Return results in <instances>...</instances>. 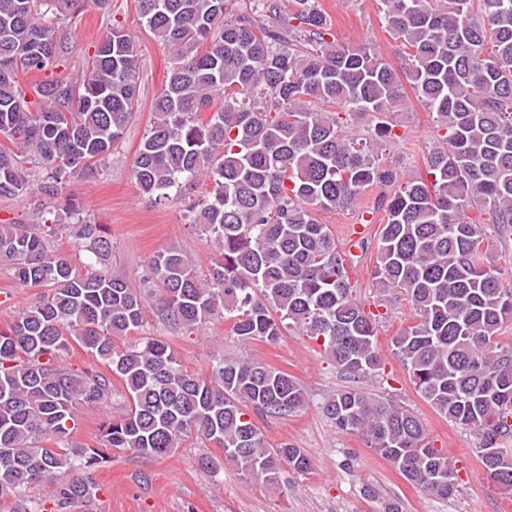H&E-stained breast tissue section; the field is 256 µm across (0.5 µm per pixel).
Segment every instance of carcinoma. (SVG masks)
Wrapping results in <instances>:
<instances>
[{
	"instance_id": "cac0c4a2",
	"label": "carcinoma",
	"mask_w": 512,
	"mask_h": 512,
	"mask_svg": "<svg viewBox=\"0 0 512 512\" xmlns=\"http://www.w3.org/2000/svg\"><path fill=\"white\" fill-rule=\"evenodd\" d=\"M135 0L140 22L169 49L162 89L132 166L142 196L161 204L201 178L210 196L186 206L217 251L201 275L171 245L149 261L146 281L162 321L189 332L215 319L243 342L275 343L295 328L321 342L351 380L381 369L379 314L353 296L351 274L318 211L347 210L379 187L374 278L405 297L413 322L391 351L421 397L476 435L490 479L512 492V277L504 279L488 225L512 226V0H380L403 50L396 71L377 47L342 45L314 0ZM112 0H0V197H33L36 220L0 224V261L21 288H39L0 331V495L48 484L49 497H18L11 512H66L96 499L91 472L131 452L155 459L193 435L223 463L278 483L283 467L312 462L285 441L266 445L251 415L278 417L309 404L286 371L219 352L207 374L188 369L164 338L140 336L144 300L103 265L112 242L91 218L52 202L67 180L93 178L112 156L138 105L137 45L121 26L91 43L85 66L66 74L74 47L65 28ZM29 77L25 83L21 76ZM412 91L440 133L425 169L400 178L383 152L397 135L350 133L342 115H387ZM208 113L207 119L200 114ZM51 215L53 219L46 220ZM65 235L95 262L77 268L54 247ZM105 366L73 367L72 345ZM125 408L103 421L100 446L74 439L79 407ZM336 429L360 436L426 493L458 492L447 454L427 440L420 417L397 400L345 386L320 405Z\"/></svg>"
}]
</instances>
